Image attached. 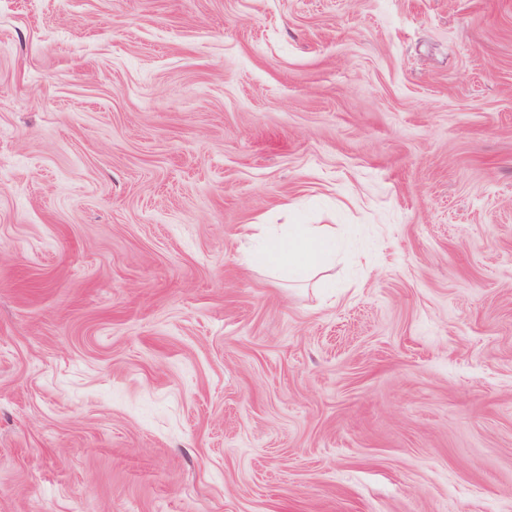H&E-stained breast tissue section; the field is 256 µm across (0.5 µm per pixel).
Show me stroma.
Instances as JSON below:
<instances>
[{
  "label": "stroma",
  "instance_id": "stroma-1",
  "mask_svg": "<svg viewBox=\"0 0 512 512\" xmlns=\"http://www.w3.org/2000/svg\"><path fill=\"white\" fill-rule=\"evenodd\" d=\"M0 512H512V0H0ZM276 226V227H275ZM265 246L246 262L284 279L324 270L336 251V233L327 224H252Z\"/></svg>",
  "mask_w": 512,
  "mask_h": 512
}]
</instances>
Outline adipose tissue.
Listing matches in <instances>:
<instances>
[{"mask_svg":"<svg viewBox=\"0 0 512 512\" xmlns=\"http://www.w3.org/2000/svg\"><path fill=\"white\" fill-rule=\"evenodd\" d=\"M264 247L249 258L284 279L304 278L324 270L336 250V233L325 224H261Z\"/></svg>","mask_w":512,"mask_h":512,"instance_id":"obj_1","label":"adipose tissue"}]
</instances>
